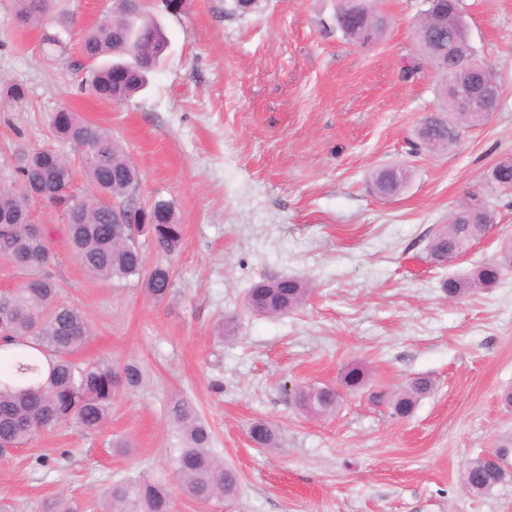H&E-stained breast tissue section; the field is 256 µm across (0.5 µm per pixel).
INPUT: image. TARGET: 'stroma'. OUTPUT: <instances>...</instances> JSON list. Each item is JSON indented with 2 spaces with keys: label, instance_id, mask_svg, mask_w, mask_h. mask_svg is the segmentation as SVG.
<instances>
[{
  "label": "stroma",
  "instance_id": "obj_1",
  "mask_svg": "<svg viewBox=\"0 0 512 512\" xmlns=\"http://www.w3.org/2000/svg\"><path fill=\"white\" fill-rule=\"evenodd\" d=\"M420 0H379L388 18L372 46L337 29L336 0H264L239 14L233 0H185L148 10L170 40L147 87L122 103L81 91L82 75L46 60L39 28L0 0V81L23 88L0 98V167L52 144L51 118L66 108L122 144L141 180L137 197L173 205L178 253L138 238L147 266L169 265L172 286L150 298L136 278H92L69 249L60 213L33 204L51 233L59 303L77 307L93 336L82 360H136L143 390L124 392L101 433L59 425L0 454V512H40L65 497L101 512L112 483L145 474L165 481L174 512H512V480L474 496L466 460L512 440V275L449 299L441 287L512 242V188L491 183L512 157V0H464L470 38L494 70L501 96L487 122L447 150L419 149L418 129L440 106L439 80L419 62ZM399 165L411 180L377 193L373 174ZM482 195L490 232L439 267L428 244L457 203ZM298 276L314 292L298 311L261 317L244 305L255 282ZM233 319L230 338L219 321ZM368 385L343 391L335 413L297 408L293 385L339 387L347 365ZM426 375L434 391L407 419L380 393ZM189 401L209 425L218 457L239 473L232 501L201 503L176 474L181 437L167 408ZM264 419L283 448L253 446ZM127 439L132 451L113 448Z\"/></svg>",
  "mask_w": 512,
  "mask_h": 512
}]
</instances>
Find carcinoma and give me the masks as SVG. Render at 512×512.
Here are the masks:
<instances>
[{"instance_id": "cac0c4a2", "label": "carcinoma", "mask_w": 512, "mask_h": 512, "mask_svg": "<svg viewBox=\"0 0 512 512\" xmlns=\"http://www.w3.org/2000/svg\"><path fill=\"white\" fill-rule=\"evenodd\" d=\"M374 2L336 0V25L351 43H372L383 33V15ZM422 5V19L415 29L422 58L436 55L456 79L482 86V77L462 69L451 50L454 42L467 38L462 0H422ZM53 9L54 0H16L17 16L42 27V43L48 55L56 58L69 50L71 22L55 17ZM167 48L163 29L143 2L130 18L109 11L86 30L81 60L75 67L86 71L85 85L96 97L121 102L146 86L148 75L158 67ZM438 91L442 105L431 115L430 131L445 149L460 139L463 129L481 124L487 117L460 111L444 87ZM51 129L54 139L80 151L83 175L94 191L75 190V170L63 158L58 167H52L50 158L56 150L49 146L22 153L11 172H0V258L27 272L19 288L0 293V351L6 359L0 366V445L20 446L59 424L98 433L110 420L112 404L120 393L148 385L145 370L135 361L116 365L105 358L92 362L74 358L89 342L91 331L79 309L56 301L58 287L49 272L52 252L46 230L33 239L21 227L31 207L28 188L54 181L71 187L72 193H51L44 202L71 214L72 223L65 225V233L86 273L106 281L141 277L147 293L156 300L169 294L170 269L160 264L146 270L141 250L129 242L128 225L119 220L131 213L138 219L153 213L162 216L161 222L145 228L158 251L166 255L177 253L183 240V227L174 223L170 202L156 200L144 207L130 198L129 190L139 184V173L112 135L68 110L55 113ZM409 176L408 172L402 179L396 168L384 167L374 173L373 183L379 194L394 196L405 189ZM491 179L501 187H512V159L499 161ZM493 223L494 214L483 198L469 196L452 213L449 223L434 232L428 246L431 260L445 265L456 259ZM511 271L512 243L476 265L470 274L446 279L442 288L451 298L462 297L476 288L495 287ZM311 293L309 282L301 277L264 279L247 290L245 306L250 312L263 311L265 317L282 316L304 306ZM43 359L48 363L46 375ZM367 377L365 367L352 365L344 372L341 385L357 390ZM300 390L306 392L305 411L310 414H332L340 404L341 394L335 388L302 386ZM433 390L434 382L428 376L410 379L390 398V415L409 417L418 401ZM168 415L183 441L177 474L185 492L199 502L236 497L237 474L214 454L211 430L194 407L175 396ZM248 434L261 448L283 446L280 430L268 421H253ZM511 478L489 466L482 456L467 461L461 470L463 485L475 494L488 493ZM104 508L105 512H171L172 498L161 482H117L111 486ZM41 509L81 512L78 504L63 497L43 503Z\"/></svg>"}]
</instances>
